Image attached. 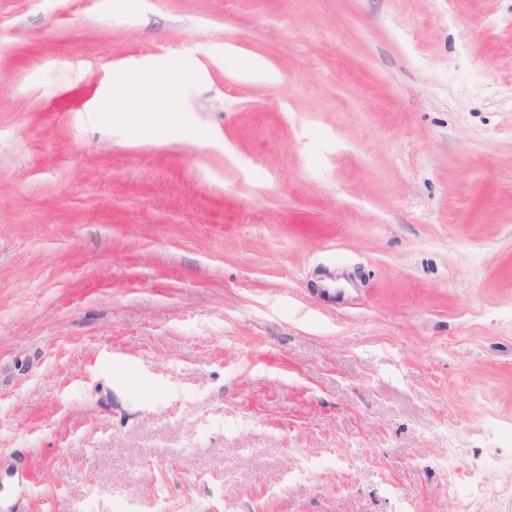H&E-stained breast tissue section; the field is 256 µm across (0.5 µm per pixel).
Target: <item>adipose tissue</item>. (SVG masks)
Here are the masks:
<instances>
[{
	"label": "adipose tissue",
	"instance_id": "ef3b65f1",
	"mask_svg": "<svg viewBox=\"0 0 512 512\" xmlns=\"http://www.w3.org/2000/svg\"><path fill=\"white\" fill-rule=\"evenodd\" d=\"M178 78L181 82L194 80V73L182 63H169L160 72H142L122 76L112 83V91L102 98L97 109L125 121L131 128L142 129L159 124L171 129L183 125V110L173 103H164L152 108L148 105L149 88L157 81Z\"/></svg>",
	"mask_w": 512,
	"mask_h": 512
}]
</instances>
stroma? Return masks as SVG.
Here are the masks:
<instances>
[{
    "label": "stroma",
    "instance_id": "1",
    "mask_svg": "<svg viewBox=\"0 0 512 512\" xmlns=\"http://www.w3.org/2000/svg\"><path fill=\"white\" fill-rule=\"evenodd\" d=\"M160 504L512 512V0H0V512ZM177 77L182 83L196 80V75L182 63L173 61L160 72H142L124 75L112 82V91L102 98L97 111L111 113L133 129H142L159 123L170 129L183 126L185 110L174 103L149 108V88L156 81Z\"/></svg>",
    "mask_w": 512,
    "mask_h": 512
}]
</instances>
